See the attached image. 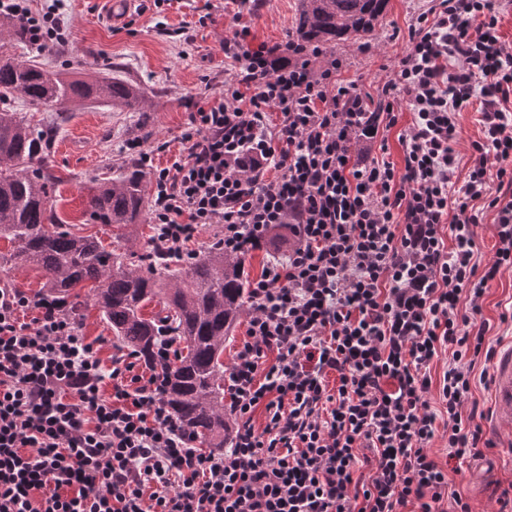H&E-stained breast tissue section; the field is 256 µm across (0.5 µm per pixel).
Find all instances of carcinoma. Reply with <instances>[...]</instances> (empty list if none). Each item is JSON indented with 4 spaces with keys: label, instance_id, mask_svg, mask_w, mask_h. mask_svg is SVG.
<instances>
[{
    "label": "carcinoma",
    "instance_id": "cac0c4a2",
    "mask_svg": "<svg viewBox=\"0 0 512 512\" xmlns=\"http://www.w3.org/2000/svg\"><path fill=\"white\" fill-rule=\"evenodd\" d=\"M388 0H299L295 32L304 43L332 45L372 32ZM27 39L26 27L0 15V238L13 245L9 261L39 269L41 297L62 304L85 297L97 308L121 344L157 369L163 399L173 420L209 448L228 443L224 420V341L242 312L247 295L244 265L209 248L177 266L159 252L145 268L129 254L108 250L96 235L63 228L49 201L56 177L49 159L55 132L32 124L12 100L20 96L47 111L77 100H100L120 110L142 112L140 87L116 77L68 81L37 60L19 61L4 44ZM148 197L138 162L129 171L90 188L89 220L119 230L138 223ZM161 305L146 318L145 305ZM185 343L169 361L157 358L167 339Z\"/></svg>",
    "mask_w": 512,
    "mask_h": 512
}]
</instances>
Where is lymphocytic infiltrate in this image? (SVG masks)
I'll list each match as a JSON object with an SVG mask.
<instances>
[{
    "label": "lymphocytic infiltrate",
    "mask_w": 512,
    "mask_h": 512,
    "mask_svg": "<svg viewBox=\"0 0 512 512\" xmlns=\"http://www.w3.org/2000/svg\"><path fill=\"white\" fill-rule=\"evenodd\" d=\"M432 2L373 104L337 83L340 60L314 70L319 49L252 45L239 10L224 38L233 68L218 97L194 103L183 155L158 169L166 143L126 146L149 175L152 246L169 259L188 261L212 224L213 247L241 260L276 225L293 236L249 286L224 377L237 421L228 450L202 451L178 430L161 379L132 352L103 368L57 302L0 286V512H472L447 495L430 445L441 408L449 457L483 455L464 409L476 362L495 356L482 299L512 268V46L499 0ZM63 7L36 16L26 0H0L41 48L64 43ZM478 97L483 137L453 199L456 114ZM403 100L414 112L403 167L357 159L354 144L394 127ZM476 200L496 212L482 266ZM29 308L37 316L20 321Z\"/></svg>",
    "instance_id": "lymphocytic-infiltrate-1"
}]
</instances>
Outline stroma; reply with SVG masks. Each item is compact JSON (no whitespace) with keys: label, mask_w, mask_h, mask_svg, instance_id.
I'll return each instance as SVG.
<instances>
[{"label":"stroma","mask_w":512,"mask_h":512,"mask_svg":"<svg viewBox=\"0 0 512 512\" xmlns=\"http://www.w3.org/2000/svg\"><path fill=\"white\" fill-rule=\"evenodd\" d=\"M144 9L134 29L114 25L105 18L101 0H66L67 40L44 55L48 69L60 71L69 80H92L116 75L142 88L149 108L144 112L121 111L110 106L83 102L58 113L60 128L50 165L58 178L50 204L58 219L72 232L101 237L110 248L150 251L151 221L142 217L133 227L135 245L114 238L111 228L90 223L86 215L88 189L94 180L113 178L128 161L119 149L129 140L164 141L168 147L155 156L159 167L179 159L190 104L218 94L230 63L224 58L223 41L237 10L233 0H172L163 14H156L149 0H138ZM212 19L199 25L203 7ZM251 22L253 45L283 44L295 36L298 0H253ZM428 0H390L382 20L369 35L328 46L327 55L341 59V78L356 82L372 98H380L408 45V27L427 10ZM397 127L384 132L383 143L360 142L355 154L385 158L401 164V127L413 120L409 104H402ZM482 136L480 108L473 105L459 112L457 134L451 147L460 159L450 196L468 178L470 144ZM512 268L502 269L482 300V317L490 324L486 340L492 347L512 341ZM490 449L483 457L456 465L448 458V437L438 430L431 447L433 459L448 472L449 489L459 492L473 512H500L504 490L512 488V435H490Z\"/></svg>","instance_id":"obj_1"}]
</instances>
